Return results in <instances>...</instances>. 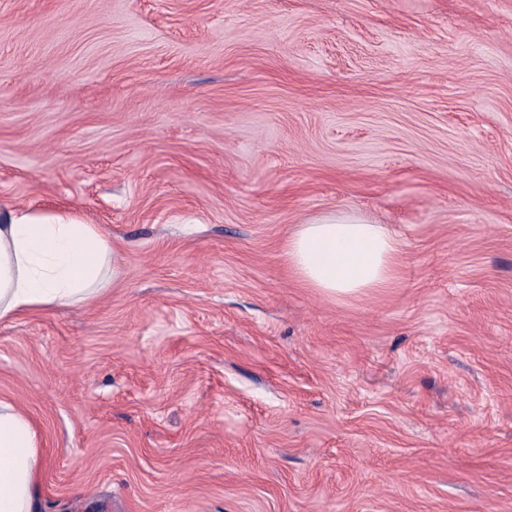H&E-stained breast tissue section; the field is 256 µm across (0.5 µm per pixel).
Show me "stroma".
I'll return each instance as SVG.
<instances>
[{"instance_id": "obj_1", "label": "stroma", "mask_w": 512, "mask_h": 512, "mask_svg": "<svg viewBox=\"0 0 512 512\" xmlns=\"http://www.w3.org/2000/svg\"><path fill=\"white\" fill-rule=\"evenodd\" d=\"M124 253L0 322L42 512H512V0H0V208ZM386 225L347 301L285 256ZM398 242L382 224L325 214L288 236L289 267L308 287L330 299L388 288L395 278Z\"/></svg>"}]
</instances>
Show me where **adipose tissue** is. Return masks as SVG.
<instances>
[{"label": "adipose tissue", "mask_w": 512, "mask_h": 512, "mask_svg": "<svg viewBox=\"0 0 512 512\" xmlns=\"http://www.w3.org/2000/svg\"><path fill=\"white\" fill-rule=\"evenodd\" d=\"M398 242L381 224L325 214L297 225L285 246L289 267L330 299L389 287ZM123 252L97 225L14 207L0 211V322L55 307L93 304L108 275H120ZM43 442L22 409L0 402V512H40Z\"/></svg>", "instance_id": "ef3b65f1"}]
</instances>
